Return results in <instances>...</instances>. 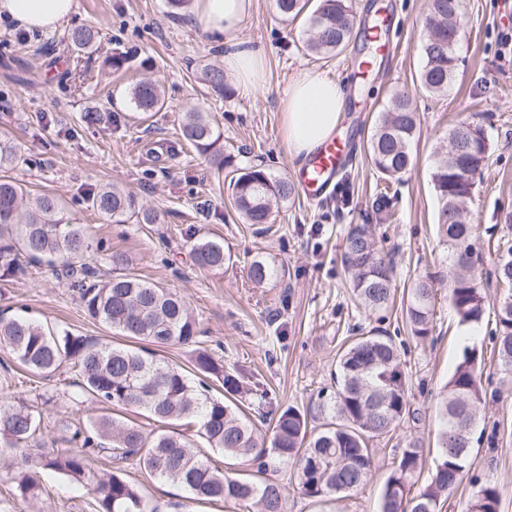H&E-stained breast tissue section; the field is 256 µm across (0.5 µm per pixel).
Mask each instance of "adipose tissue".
<instances>
[{
  "mask_svg": "<svg viewBox=\"0 0 512 512\" xmlns=\"http://www.w3.org/2000/svg\"><path fill=\"white\" fill-rule=\"evenodd\" d=\"M253 7V0H198L202 26L224 40V72L241 93L254 91L264 80L266 53L262 47L237 39L236 33ZM73 0H0V14L37 29L67 20ZM345 102L342 84L322 72L295 73L280 97L282 140L292 161L301 163L335 131Z\"/></svg>",
  "mask_w": 512,
  "mask_h": 512,
  "instance_id": "adipose-tissue-1",
  "label": "adipose tissue"
}]
</instances>
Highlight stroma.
I'll list each match as a JSON object with an SVG mask.
<instances>
[{"instance_id":"stroma-1","label":"stroma","mask_w":512,"mask_h":512,"mask_svg":"<svg viewBox=\"0 0 512 512\" xmlns=\"http://www.w3.org/2000/svg\"><path fill=\"white\" fill-rule=\"evenodd\" d=\"M314 8L308 0L303 14L286 20L274 0H254L237 36L265 49V82L250 95L228 99L213 94L202 79L205 66H223V41L187 11L168 15L165 0H74L65 23L29 31L23 42L16 38L19 23L0 16V136L10 139L17 155L15 162L0 166V179L59 197L69 218L88 226L97 264H104L111 251H122L130 273L181 294L199 324L201 348L225 368L254 375L281 408L315 403L319 390L332 383L336 353L349 329L370 326L355 307L340 267L339 246L348 225L374 224L387 235L397 285L442 269L431 171L435 150L446 144L457 120L482 117L489 126V162L469 206L473 223L485 232L512 221V55L502 46L512 33V0H463L457 67L443 96L420 89L425 0H353L354 35H361L362 23L381 25L383 48L366 73L356 48L330 56L307 50L308 14ZM82 25L95 27L98 48L78 54L68 49L67 34ZM126 50L138 52L140 68L113 73L105 58ZM302 68L328 72L344 87L336 133L356 142L343 173L349 202L340 207L328 197L309 203L295 195L276 209L271 231L259 234L214 180L208 157L183 140L182 117L196 109L209 112L221 134L219 146L234 167L260 164L294 177L296 165L281 137L280 96ZM144 77L160 79L166 97L165 108L147 117L129 102L133 84ZM397 90L408 93L421 126L412 145L415 165L393 182L390 212L384 215L371 209L383 180L366 142L377 113ZM106 184L133 194L158 214V223L107 221L89 204L93 191ZM195 234L223 242L231 255L223 270L194 266ZM258 258L275 263L281 277L252 284L247 269ZM21 311L52 329L107 342L114 338L44 266L30 267L21 278L0 279V313ZM402 326L400 310L390 311L383 327L397 333L403 345L402 364L419 421L375 442L371 478L356 492L315 500L289 480L288 512H379L399 448L413 439L426 458L434 457L438 394L465 347L490 353L488 333L495 318L489 312L476 329L460 327L441 286L430 338L415 343ZM77 379L68 365L50 378L31 375L0 345V398L50 397L41 408V435L31 454L66 447L75 427L105 414L92 398L74 400ZM478 426L494 433L495 441L474 448L454 512H464L477 481L497 486L500 512H512V396L487 403ZM11 459V452L0 453V512H95L91 478L77 482L52 470L38 473L39 497L23 500L6 468ZM125 474L156 512H241L231 502H195L182 488L150 478L135 464Z\"/></svg>"}]
</instances>
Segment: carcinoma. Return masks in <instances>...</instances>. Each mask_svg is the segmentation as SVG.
I'll use <instances>...</instances> for the list:
<instances>
[{
	"label": "carcinoma",
	"instance_id": "carcinoma-1",
	"mask_svg": "<svg viewBox=\"0 0 512 512\" xmlns=\"http://www.w3.org/2000/svg\"><path fill=\"white\" fill-rule=\"evenodd\" d=\"M285 17H297L301 0H276ZM462 0H428L425 31L421 39L424 66L421 88L443 95L457 66L455 46L461 33ZM352 0H318L309 17L311 37L306 48L317 54L341 53L352 34ZM98 32L92 26L72 29L68 44L76 52L93 49ZM137 55L117 52L106 64L119 71L132 67ZM211 89L226 98L233 94L224 70L205 71ZM137 112H159L165 106L161 81L140 80L130 92ZM420 117L404 92L391 95L378 113L368 142L371 164L386 180L399 179L413 165L412 143ZM183 136L197 152L209 157L217 178L229 180L228 190L244 222L252 226L273 223L274 206L295 196V186L286 177H274L260 165L231 168L217 149L221 135L208 113H184ZM490 140L486 127L469 120L460 125L455 140L436 151L432 181L439 201L435 231L446 253L442 272L417 277L402 293V315L409 335L423 342L433 332L434 289L448 281V301L462 326L475 327L487 308L494 310L492 333L499 373V387L487 392L482 386L485 359L476 347L464 350L448 378L438 403L441 427L434 467L419 482L424 451L414 440L399 450L397 465L389 474L380 502V512H442L453 499L465 476L468 459L483 435H475L487 398L498 399L512 391V245L498 256L494 276L508 293L490 299L479 267L480 256L471 224L472 202L485 168ZM91 202L100 215L115 224L133 219L155 224V212L139 205L136 198L118 187L99 189ZM62 202L51 194L26 198L21 186L0 181V279L27 273L29 266L43 263L69 281L85 313L109 326L116 334L147 343L130 348L111 342L54 333L22 315L0 318V344L17 362L37 375L50 377L62 364L78 368L81 380L74 400L85 395L122 409L149 414L159 427L120 425L103 415L92 424V433L75 430L67 439L80 444L58 448L33 461L24 449L40 429L37 407L23 401L0 400V447L18 458L13 480L25 500L38 498V469L58 471L75 481L85 477L94 457L105 454L115 467L99 478L96 512H154L135 484L123 476V465L136 461L148 474L186 490L203 502H243L255 512H287L288 486L277 472L295 474L300 491L309 498L339 496L354 492L369 480L374 441L386 437L406 421L419 420L412 407L400 345L378 328L355 337L338 354L335 390L319 392L316 407L306 411L288 406L273 408L269 391L238 371L226 370L204 349L195 350L193 366L203 376L191 381L182 369L159 357L153 347L198 344V323L187 303L177 293L126 273L127 258L115 250L109 255L112 276L103 278L89 261L93 248L87 225L61 215ZM340 263L351 297L364 313L388 311L396 298L392 255L373 224H351L340 245ZM194 264L206 270L224 268L230 256L224 245L199 237L191 246ZM251 280L263 284L277 277L270 263L257 259L248 271ZM221 383L224 398L209 394L205 379ZM242 394L258 396L259 408H267L270 435L235 402ZM322 420L319 431L308 433V419ZM186 420L210 447L227 457L248 462L246 474L224 471L188 438L164 426ZM500 490L483 484L473 491L466 512H499Z\"/></svg>",
	"mask_w": 512,
	"mask_h": 512
}]
</instances>
